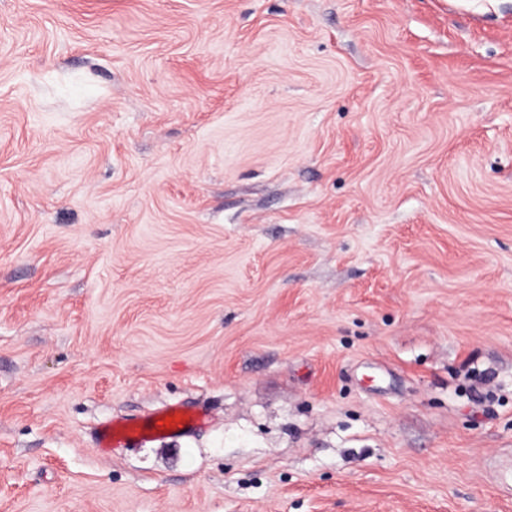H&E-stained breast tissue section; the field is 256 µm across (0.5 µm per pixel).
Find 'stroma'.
I'll return each instance as SVG.
<instances>
[{
    "mask_svg": "<svg viewBox=\"0 0 512 512\" xmlns=\"http://www.w3.org/2000/svg\"><path fill=\"white\" fill-rule=\"evenodd\" d=\"M0 512H512V0H0ZM167 418L171 423L166 424ZM208 413L204 410L185 412L181 407H168L145 419H126L107 422L99 428V442L103 448H119L134 438L151 436H175L188 430L204 427Z\"/></svg>",
    "mask_w": 512,
    "mask_h": 512,
    "instance_id": "1",
    "label": "stroma"
}]
</instances>
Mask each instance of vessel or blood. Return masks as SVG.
<instances>
[{
  "label": "vessel or blood",
  "instance_id": "vessel-or-blood-1",
  "mask_svg": "<svg viewBox=\"0 0 512 512\" xmlns=\"http://www.w3.org/2000/svg\"><path fill=\"white\" fill-rule=\"evenodd\" d=\"M207 422L206 411L196 410L188 413L179 407H169L144 419H126L104 423L99 428V442L105 448H118L134 438L175 436L204 427Z\"/></svg>",
  "mask_w": 512,
  "mask_h": 512
}]
</instances>
